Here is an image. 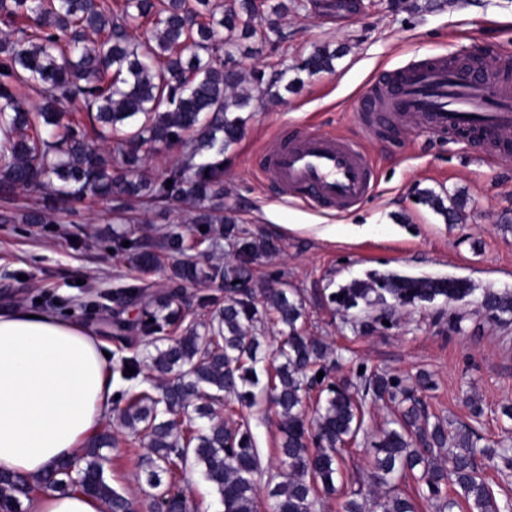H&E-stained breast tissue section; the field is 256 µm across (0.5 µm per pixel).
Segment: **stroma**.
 Wrapping results in <instances>:
<instances>
[{"mask_svg": "<svg viewBox=\"0 0 512 512\" xmlns=\"http://www.w3.org/2000/svg\"><path fill=\"white\" fill-rule=\"evenodd\" d=\"M288 13L287 42L263 57L242 56L244 69L286 70L300 80L284 102L248 109L242 139L224 154L225 206L235 208L242 228L277 239L281 251L261 259L253 284L284 272L304 303L307 328L330 348L325 368L332 381L359 368L411 377L425 371L433 385L419 397L429 414L455 427L473 428L484 443L512 431L502 407L512 403V319L489 320L480 307L483 288L512 290V160L478 146L437 135L379 128L368 131L353 99L375 79L424 59H512V0H446L410 12L398 0H356L355 12L335 20L323 0H301ZM330 44L341 55L335 69L314 75L295 66L314 48ZM293 131L338 135L360 143L373 164L374 186L350 212L319 209L288 193L266 174L267 144ZM463 198L466 218L448 224L414 203L416 189ZM79 235L58 224L0 223V306L13 303L57 313L93 328L108 353L118 349L115 323L133 326L145 306L169 284L164 272L128 268L114 252L113 231L124 230L105 203L81 206ZM471 280L477 292L462 301L402 308L389 324H371L361 309H339L330 296L372 271ZM482 410L473 417L469 400ZM372 455L352 448L340 481L376 500L370 482Z\"/></svg>", "mask_w": 512, "mask_h": 512, "instance_id": "obj_1", "label": "stroma"}]
</instances>
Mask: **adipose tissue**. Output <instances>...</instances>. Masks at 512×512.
<instances>
[{"label": "adipose tissue", "instance_id": "adipose-tissue-1", "mask_svg": "<svg viewBox=\"0 0 512 512\" xmlns=\"http://www.w3.org/2000/svg\"><path fill=\"white\" fill-rule=\"evenodd\" d=\"M117 378L84 323L0 308V472L28 480L78 459L112 406ZM27 512H108L80 489L46 491Z\"/></svg>", "mask_w": 512, "mask_h": 512}]
</instances>
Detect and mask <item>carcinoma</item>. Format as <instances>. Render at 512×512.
I'll return each instance as SVG.
<instances>
[{
	"instance_id": "obj_1",
	"label": "carcinoma",
	"mask_w": 512,
	"mask_h": 512,
	"mask_svg": "<svg viewBox=\"0 0 512 512\" xmlns=\"http://www.w3.org/2000/svg\"><path fill=\"white\" fill-rule=\"evenodd\" d=\"M287 13V4L270 6L268 0L224 6L214 0H0V223L55 224L93 199L131 224L138 206L181 201L191 205L193 234L206 241L218 237L232 248L233 261L214 264L213 254H195L181 232H168L157 244L132 241L125 232L112 239L141 272L168 263L173 288L139 320L146 350L135 348L112 365L122 381H151L112 410L130 455L147 450L145 483L157 512L194 510L179 485L189 468L216 491L222 512H261L266 499L273 512H324L338 492L344 452L362 431L368 399L398 410L392 426L370 441V480L384 489L376 502L380 512H418L401 488L409 476L435 512L460 506L448 496L450 485L460 489L468 512H508L512 505L499 506L477 459L512 461L511 439L480 448L474 431L430 422L415 395L430 385L424 372L410 382L378 371L339 383L317 379L328 346L307 333L302 299L277 273L265 287H253L252 265L280 245L238 228L236 212L224 208V151L244 133L237 112L255 99L279 100L273 88L283 77L242 69V41L252 40L254 54L285 42L280 19ZM336 57L329 46H317L296 68L332 71ZM247 85L259 96L246 92ZM34 88L41 96L37 103L26 94ZM174 145L183 147V159L156 178L148 175L149 155ZM22 192L35 203L16 209L12 204ZM416 197L446 223L463 219L458 198L450 201L432 189H420ZM216 281L224 300L200 296L199 313L183 325L182 310L172 307L179 290ZM474 291L468 280L372 271L341 286L331 300L345 310L361 305L388 313ZM480 304L492 321L512 316V291L486 289ZM268 322L279 327L282 340L264 352ZM314 389L318 397L309 417L303 405ZM233 402L276 417L287 468L269 477L264 498L249 418L220 415ZM117 445L107 426L78 461L61 463L40 480L1 473L0 512H22V499L37 488L64 493L76 487L107 502L112 512H137L135 498L105 475L102 450ZM342 512L371 509L354 492Z\"/></svg>"
}]
</instances>
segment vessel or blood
Masks as SVG:
<instances>
[{
    "label": "vessel or blood",
    "instance_id": "b4317fda",
    "mask_svg": "<svg viewBox=\"0 0 512 512\" xmlns=\"http://www.w3.org/2000/svg\"><path fill=\"white\" fill-rule=\"evenodd\" d=\"M488 66H452L436 59L403 67L363 93L357 109L377 126L399 122L451 139L476 136L490 148L512 141V84L488 81ZM265 170L288 194L318 207L348 210L373 187L371 166L360 144L339 136L307 133L273 140Z\"/></svg>",
    "mask_w": 512,
    "mask_h": 512
}]
</instances>
